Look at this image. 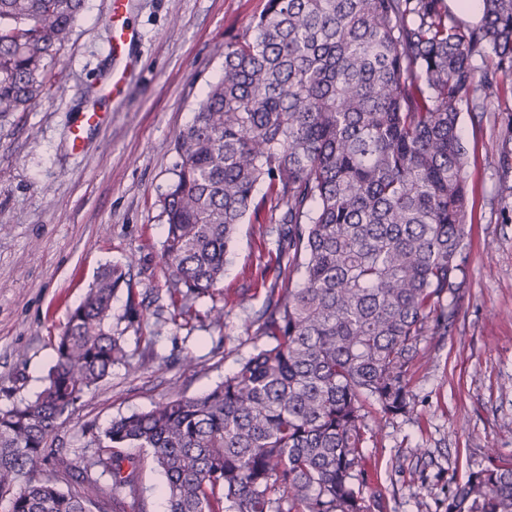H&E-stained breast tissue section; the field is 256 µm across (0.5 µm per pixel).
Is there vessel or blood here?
<instances>
[{
	"mask_svg": "<svg viewBox=\"0 0 512 512\" xmlns=\"http://www.w3.org/2000/svg\"><path fill=\"white\" fill-rule=\"evenodd\" d=\"M130 4L131 0H110L109 9L104 16L105 23L112 30L110 52L118 62L112 71V82L105 88L104 95L115 101L121 98L136 68L135 48L140 34L136 27L127 22ZM105 117L106 113L101 109L80 113L70 130L73 150L84 148L88 134L98 129Z\"/></svg>",
	"mask_w": 512,
	"mask_h": 512,
	"instance_id": "vessel-or-blood-1",
	"label": "vessel or blood"
}]
</instances>
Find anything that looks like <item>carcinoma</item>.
Wrapping results in <instances>:
<instances>
[{"label": "carcinoma", "mask_w": 512, "mask_h": 512, "mask_svg": "<svg viewBox=\"0 0 512 512\" xmlns=\"http://www.w3.org/2000/svg\"><path fill=\"white\" fill-rule=\"evenodd\" d=\"M464 28L444 0H268L224 48V74L176 139L161 205L172 302L210 293L247 214L266 207L296 288L267 290L246 326L254 351L210 392L112 420L75 488L49 439L127 357L142 302L121 266L100 274L55 343L33 400L0 411L9 512H124L91 495L92 468L135 489L140 457L166 479L168 512H374L369 410L406 415L411 368L448 332L466 287L469 197L459 117L468 95L512 77V0H481ZM83 0H0V115L48 93L45 61ZM488 58L478 72L475 57ZM265 196L254 202L258 184ZM56 475L42 476L47 461ZM445 512H512V466L469 471Z\"/></svg>", "instance_id": "obj_1"}]
</instances>
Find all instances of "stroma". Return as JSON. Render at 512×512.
I'll return each mask as SVG.
<instances>
[{
    "instance_id": "35a3bbf8",
    "label": "stroma",
    "mask_w": 512,
    "mask_h": 512,
    "mask_svg": "<svg viewBox=\"0 0 512 512\" xmlns=\"http://www.w3.org/2000/svg\"><path fill=\"white\" fill-rule=\"evenodd\" d=\"M267 0H134L139 72L106 122L73 152L69 127L109 78V0H85L70 40L47 61L55 86L24 112L0 117V409L33 398L55 361L54 342L107 266L129 269L144 317L129 324L126 290L112 299V330L125 362L75 406L54 445L75 470L112 420L175 395H201L254 350L245 327L266 290L288 277L268 211L246 217L213 295L178 313L163 260L160 199L189 126L223 74L224 46L241 37ZM472 209L467 288L456 324L431 337L415 362L409 416L370 413L366 481L384 512H445L448 489L471 466L512 462V85L463 111ZM224 323L210 322L212 306ZM125 512H168L163 476L142 457L136 491L113 489Z\"/></svg>"
}]
</instances>
